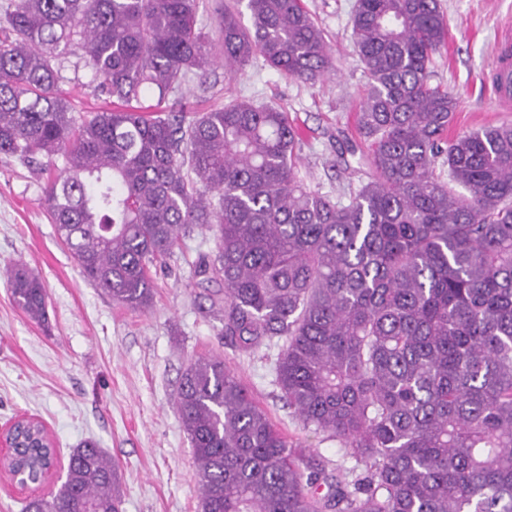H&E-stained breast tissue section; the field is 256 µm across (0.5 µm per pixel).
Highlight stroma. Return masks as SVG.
I'll return each instance as SVG.
<instances>
[{
    "instance_id": "obj_1",
    "label": "stroma",
    "mask_w": 512,
    "mask_h": 512,
    "mask_svg": "<svg viewBox=\"0 0 512 512\" xmlns=\"http://www.w3.org/2000/svg\"><path fill=\"white\" fill-rule=\"evenodd\" d=\"M304 2L325 33L335 76L305 84L257 56L232 77L219 64L205 76L190 75L169 100L200 112L236 98L280 106L303 131L299 178L336 194L349 181L336 135H354L366 83L351 39L356 0ZM440 5L448 39L432 66L431 83L458 98L452 133L512 123V109L495 101L491 68L497 36L512 24V0ZM61 72L76 115L103 107L104 97L79 56L63 59ZM47 181V175L0 157V274L27 264L48 294V321L40 325L12 303L0 277V425L25 416L45 422L63 465L74 448L95 441L116 465L122 512H201L193 448L174 402L185 367L216 354L275 428L301 446L305 465H349L339 441L303 429L268 365L219 338L209 291L192 275L198 258L215 251L211 233L196 231L174 248L164 268L152 270L153 304L134 311L84 278L47 216Z\"/></svg>"
}]
</instances>
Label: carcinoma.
I'll return each instance as SVG.
<instances>
[{"instance_id": "obj_1", "label": "carcinoma", "mask_w": 512, "mask_h": 512, "mask_svg": "<svg viewBox=\"0 0 512 512\" xmlns=\"http://www.w3.org/2000/svg\"><path fill=\"white\" fill-rule=\"evenodd\" d=\"M224 9L219 43L233 76L254 56L315 84L334 71L304 0ZM448 36L439 0H356L351 38L366 78L355 112L367 181L342 202L297 176L288 114L237 98L188 120L166 100L215 64L197 0H8L0 15V155L42 169L46 210L83 276L144 311L150 266L197 229L215 254L218 336L270 363L306 429L354 464L319 494L218 356L182 374L176 409L194 448L202 512H512V124L453 137L457 97L432 86ZM81 53L112 107L77 118L62 58ZM448 166L460 193L435 175ZM13 303L46 321L47 293L23 263ZM277 354H272L273 348ZM12 465L53 456L16 433ZM112 460L92 441L66 479L26 512H119Z\"/></svg>"}]
</instances>
